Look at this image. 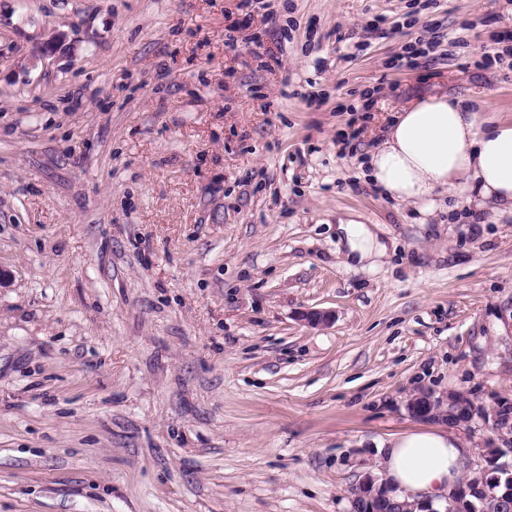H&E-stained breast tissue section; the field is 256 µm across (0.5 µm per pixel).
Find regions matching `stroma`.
I'll use <instances>...</instances> for the list:
<instances>
[{
    "label": "stroma",
    "mask_w": 512,
    "mask_h": 512,
    "mask_svg": "<svg viewBox=\"0 0 512 512\" xmlns=\"http://www.w3.org/2000/svg\"><path fill=\"white\" fill-rule=\"evenodd\" d=\"M239 2L0 0V512H350L417 389L512 400V214L363 174L416 98L512 117V0ZM337 227L342 232L341 236L345 239L348 251L346 257L349 260L363 262L373 256H383L386 252V246L383 245L376 233L377 226L373 224H362L353 216L349 219H338Z\"/></svg>",
    "instance_id": "obj_1"
}]
</instances>
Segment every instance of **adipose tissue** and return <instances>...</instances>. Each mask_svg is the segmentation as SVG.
I'll return each mask as SVG.
<instances>
[{
    "mask_svg": "<svg viewBox=\"0 0 512 512\" xmlns=\"http://www.w3.org/2000/svg\"><path fill=\"white\" fill-rule=\"evenodd\" d=\"M366 178L384 196L432 212L438 191L460 189L470 208L494 205L512 213V120L466 95L437 96L401 107L382 143L369 155ZM348 259L383 256L375 227L338 222ZM386 482L412 503L446 505L464 467L463 450L448 432L426 428L391 440L379 462Z\"/></svg>",
    "mask_w": 512,
    "mask_h": 512,
    "instance_id": "obj_1",
    "label": "adipose tissue"
}]
</instances>
